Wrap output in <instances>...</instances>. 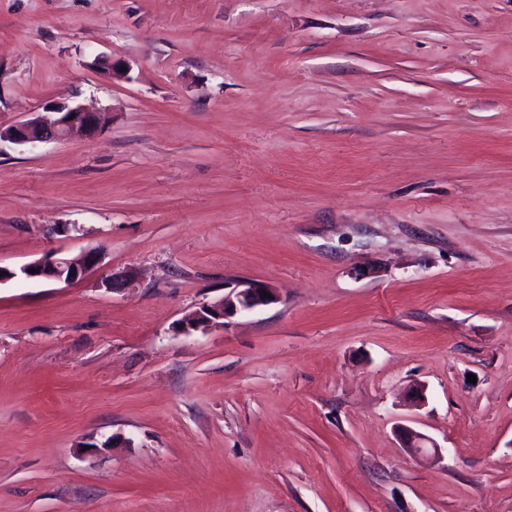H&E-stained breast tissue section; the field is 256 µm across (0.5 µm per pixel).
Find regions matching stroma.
<instances>
[{
	"instance_id": "stroma-1",
	"label": "stroma",
	"mask_w": 512,
	"mask_h": 512,
	"mask_svg": "<svg viewBox=\"0 0 512 512\" xmlns=\"http://www.w3.org/2000/svg\"><path fill=\"white\" fill-rule=\"evenodd\" d=\"M52 104L108 122L0 144V266L105 258L0 284V512H512V0H0ZM102 259L103 253L99 250L88 253L84 258H69L53 252L21 266L18 270L0 267V284L16 278L33 281L52 280L69 284L84 277L99 265ZM32 268H35L37 273H30ZM263 291L270 294V297H263ZM276 299L274 290L263 285L248 284L244 288H232V291L222 299L203 304L194 313L179 321L177 330L183 334H190L199 329L223 326L226 317L250 312L274 303ZM400 436L404 447L408 448V450L413 454L421 457H430L433 459L440 458L441 448L432 442L430 447L427 446V443L430 441L425 435L409 427H402L400 429ZM429 448H431V450Z\"/></svg>"
}]
</instances>
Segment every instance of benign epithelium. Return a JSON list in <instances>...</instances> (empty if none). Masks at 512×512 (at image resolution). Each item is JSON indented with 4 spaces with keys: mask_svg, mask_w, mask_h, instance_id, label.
<instances>
[{
    "mask_svg": "<svg viewBox=\"0 0 512 512\" xmlns=\"http://www.w3.org/2000/svg\"><path fill=\"white\" fill-rule=\"evenodd\" d=\"M95 65L108 76L117 78L125 76L120 68L127 66V63L108 55H101L95 59ZM56 114L58 117L52 121L36 116L7 128L0 127V143L9 142L34 148L51 140L81 139L100 126L102 120L100 114L87 112L80 106H63L57 109ZM102 259L103 253L99 250L92 251L83 258H69L53 252L17 270L0 267V284L16 278L33 281L52 280L69 284L84 277L99 265ZM265 292L268 293L266 297L263 296ZM275 301L274 290L263 285L248 284L243 288H234L222 299L202 305L179 321L177 330L189 334L199 329L222 326L227 317L250 312ZM400 436L404 447L415 455L433 459L441 456L440 447L434 443L428 444L425 435L409 427L401 428Z\"/></svg>",
    "mask_w": 512,
    "mask_h": 512,
    "instance_id": "benign-epithelium-1",
    "label": "benign epithelium"
}]
</instances>
